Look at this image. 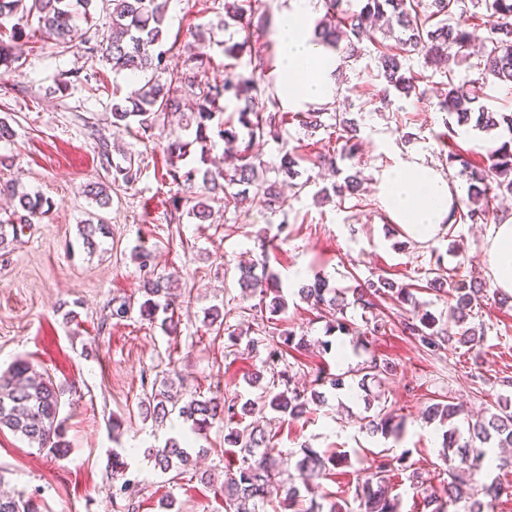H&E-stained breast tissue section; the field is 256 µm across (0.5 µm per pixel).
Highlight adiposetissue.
<instances>
[{"mask_svg": "<svg viewBox=\"0 0 512 512\" xmlns=\"http://www.w3.org/2000/svg\"><path fill=\"white\" fill-rule=\"evenodd\" d=\"M309 0H296L277 26L278 64L288 82L287 96L294 103H320L330 99L329 74L336 68L335 54L314 45L302 18ZM381 203L393 220L412 237L437 236L458 198L446 176L420 159L399 161L378 177ZM487 271L500 292L512 295V215L490 225L486 235Z\"/></svg>", "mask_w": 512, "mask_h": 512, "instance_id": "ef3b65f1", "label": "adipose tissue"}]
</instances>
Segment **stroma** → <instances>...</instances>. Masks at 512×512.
Here are the masks:
<instances>
[{"label": "stroma", "mask_w": 512, "mask_h": 512, "mask_svg": "<svg viewBox=\"0 0 512 512\" xmlns=\"http://www.w3.org/2000/svg\"><path fill=\"white\" fill-rule=\"evenodd\" d=\"M111 8L96 0L93 20L81 24L88 45L63 48L37 34L36 18L0 19V30L22 26L30 36L26 53L14 71L0 75V121L12 130L0 141V183L15 181L19 190L50 201L44 216L25 225L16 241L0 248V370L25 359L49 375L64 394L60 414L67 419L70 452L56 459L31 447L10 430L0 431V487L33 499L40 512H224L220 486L238 457L224 441L226 428L215 423L203 435H189L177 416L164 423L143 419L138 404L153 386L173 382L181 398L196 394L224 396L238 403L256 397L249 385L262 366L243 346L230 345L228 330L268 343L290 331L306 337L308 350L284 353L275 371H287L295 385L314 379L318 369L343 375L345 389L330 391L308 417L294 420L265 411L258 424L274 432L283 458L294 459L301 446L321 453L344 452L348 461L335 475L316 477L325 501H339L349 512H361L354 490L373 458L382 450L406 454L415 467L437 475L445 464L439 455L443 427L422 418L436 399L482 414L498 396H512L502 380L512 377V300L487 294L469 326L484 327L481 356L466 347H444L430 353L403 332V311L392 300L381 303L385 334L365 338L361 308L348 306L350 332L327 334L331 316L300 300L294 269L320 272L344 287L354 278L389 277L420 285L436 256H443L456 278L484 280L487 225L458 224L451 233L421 242L407 234L381 206L376 177L396 159L420 158L444 164L434 135L443 129L434 93L423 101L395 100L386 110L367 106L372 91V53L343 69L331 106L362 112V151L355 167L363 178L359 198L345 203L317 202L316 194L333 180L331 171L302 164L310 184L289 195L283 211L270 213L260 199H247L237 210L215 207L212 223L174 218L168 205L166 160L160 141L184 126L182 115L160 118L147 134L120 131L111 125L115 102L141 85L127 73H115L97 46L110 34ZM224 12L213 0H169L170 34L195 28L211 36L207 52L217 63L211 80H223ZM109 142L114 161L134 160L141 174L134 185L113 182L99 161L101 142ZM109 185L111 204L99 208L86 197L85 185ZM104 221L106 237L88 249L79 224ZM287 224V239L270 254V267L281 282L288 305L278 315L257 312L243 301L237 283L240 262L259 259L258 231L276 233ZM152 256L155 275L173 277L183 307L175 334L141 317L145 273L139 252ZM129 303L126 317L113 308ZM220 308L224 331L204 323L210 308ZM349 347L338 361L323 352V341ZM389 360L396 374L373 387L374 409L396 411L404 419L400 439L360 432L364 393L353 371L371 357ZM183 440L193 453L186 470L161 472L149 455L168 439ZM122 451L130 497L113 498L112 453Z\"/></svg>", "instance_id": "stroma-1"}]
</instances>
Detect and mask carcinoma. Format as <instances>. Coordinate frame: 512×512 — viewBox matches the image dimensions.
Wrapping results in <instances>:
<instances>
[{
    "label": "carcinoma",
    "mask_w": 512,
    "mask_h": 512,
    "mask_svg": "<svg viewBox=\"0 0 512 512\" xmlns=\"http://www.w3.org/2000/svg\"><path fill=\"white\" fill-rule=\"evenodd\" d=\"M94 0H0V18L16 14L37 17V30L59 44L72 48L85 42L84 33L76 21L87 19ZM168 0H112V33L100 45L102 56L112 62V70L127 71L145 78V83L125 100L112 105V126L117 129L151 131L159 116L182 111V97L192 101L191 115L195 124L194 138L183 139L170 131L163 151L169 161L167 177L175 187L169 204L176 213L204 224L212 216L213 204L220 203L224 212L239 207L246 194L254 192L272 213L280 212L286 205L279 180L266 176L267 162L253 152L255 143L272 139L281 143L279 164L276 171L283 179L300 176L297 167L307 162L311 168L325 167L336 171L340 179L323 187L318 195L324 199L344 202L359 196L360 172L343 173L338 161L352 160L359 147V122L350 113L324 108L289 114L280 108L275 81L278 77L273 64L274 53L242 63L251 52V30L270 26L269 17L257 13L256 0H224V29L233 34L220 42L224 56V69L232 71L221 83H210L198 78L214 67V59L203 52H190L183 61L184 69L169 71L168 83L160 84L148 73L165 69L166 51L162 46L167 39ZM347 0H324L325 13L315 23L313 34L316 42L326 50L342 54L349 62L361 57L363 40H373L375 23L383 22L388 33L399 32L396 44H381L374 56V78L379 81L378 100L388 106L391 96L400 99H424L431 76L413 70L408 61L415 53L424 54L425 64L440 75L436 96L439 111L448 115L444 119L446 131L437 136L441 147L448 149V166L456 175L468 182L467 199L456 202L450 220L455 224H487L498 216L496 201L512 194V112L490 111L479 102L475 84H504L512 87V0H428V9L420 11L421 0H357L355 10L347 9ZM24 31H12L8 39L0 36V68L11 71L24 53ZM464 62L476 72L470 81H460L453 65ZM293 120L308 131L321 129L328 132L334 146L310 155L299 153L282 141V127ZM475 122V127L487 131L499 129L503 140L498 147L476 161L474 153L449 141L458 135L457 128ZM235 149L232 167L204 170L186 167L184 160L190 147L198 146L202 163L210 161L215 146L213 136ZM102 158L112 165L113 181L133 185L140 170L128 164H111L108 146H103ZM4 191L18 200L20 213L15 222L0 224V245L8 238H17L21 224L45 214V201L35 194L20 193L13 184ZM107 233V225L82 224L79 234L88 248L95 246V237ZM261 259L252 260L238 267V285L243 297L260 296L269 313L275 315L285 309L278 277L270 271L268 255L276 248L278 235L262 231L256 235ZM426 288L448 295V324L444 325L432 314L420 312L409 284H397L389 278L359 281L349 288H338L320 275L300 286L298 295L312 308L329 309L337 315L335 323L327 327L348 330L345 318L339 317L347 300L363 311L370 312L376 299L388 296L412 306L404 318L403 330L424 349L435 352L445 345L474 346L481 341L474 330L463 328L474 308L484 297L487 283L471 282L467 285L453 282L450 269L436 260L425 277ZM170 280L149 277L143 281L145 300L140 314L153 320L158 313L165 314L161 326L170 331L177 323L169 312L173 311L175 297L170 292ZM395 366L386 359L372 357L361 368L360 385L372 379L379 382L394 375ZM333 390L344 386L340 375L319 370L310 386L303 389L291 383L286 373L279 374L278 383L265 385L255 399L242 405L224 401V398L190 397L181 401L165 389L155 391L140 402L143 418L162 422L169 415L178 416L190 424L191 430L201 435L216 420L232 426L228 443L240 454L239 465L233 472L224 474L225 512H259L268 499L284 494L283 512H344L333 502L328 510L323 505L305 506L304 496L293 483L283 485L281 455L275 453L271 438L257 425H242L246 416L267 409L293 419L311 413L312 406L324 403V387ZM62 390L52 379L37 371L28 361L19 359L0 374V429L7 428L26 438L30 445L54 457L64 456L65 420L59 418ZM465 414L462 406L448 402L428 405L423 419L448 425L443 434L441 457L447 468L438 472V488L422 497V512H447L448 503L461 500L468 503L466 512H488V504L471 493L475 476L482 469L495 467L512 471L509 458H488L487 447L512 446V399L499 397L486 409L485 415L466 420V432L454 424ZM404 420L392 412L380 410L374 415L360 418V429L369 435L380 434L385 438L399 437ZM296 470L304 478L329 475L331 468L346 460V456L321 454L309 447L300 450ZM155 467L163 472L191 465L192 455L175 439H169L161 448L152 450ZM406 454L390 456L383 453L373 459L371 472L355 487L356 497L363 501L365 512H400V502L392 493L390 474L409 471L406 478L411 484L420 483L421 473L406 465ZM0 512H37L31 499L1 495Z\"/></svg>",
    "instance_id": "cac0c4a2"
}]
</instances>
